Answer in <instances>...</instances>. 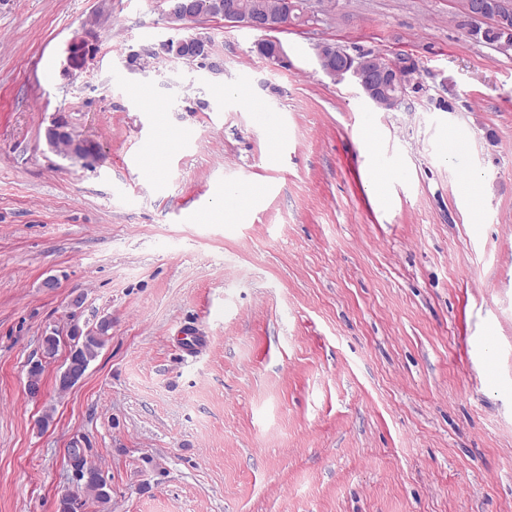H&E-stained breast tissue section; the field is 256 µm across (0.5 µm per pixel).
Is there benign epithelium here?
<instances>
[{
	"instance_id": "1",
	"label": "benign epithelium",
	"mask_w": 512,
	"mask_h": 512,
	"mask_svg": "<svg viewBox=\"0 0 512 512\" xmlns=\"http://www.w3.org/2000/svg\"><path fill=\"white\" fill-rule=\"evenodd\" d=\"M457 7L469 26L471 36L477 31L490 28L503 34L495 48L502 54H512V0H493L485 5L484 0H457ZM201 18L184 0H173L167 12L171 23L196 24ZM224 21L257 32H276L287 28L290 21L280 15H258L243 0H230L224 4ZM195 51L202 57L201 66L212 73L223 70V62L213 56L211 40L206 35H195ZM315 55L320 69L331 79H349L363 92L377 109L394 110L408 96L411 76L417 72L418 61L407 54L380 60L377 54L353 56L344 49L330 43L320 42L315 46Z\"/></svg>"
}]
</instances>
